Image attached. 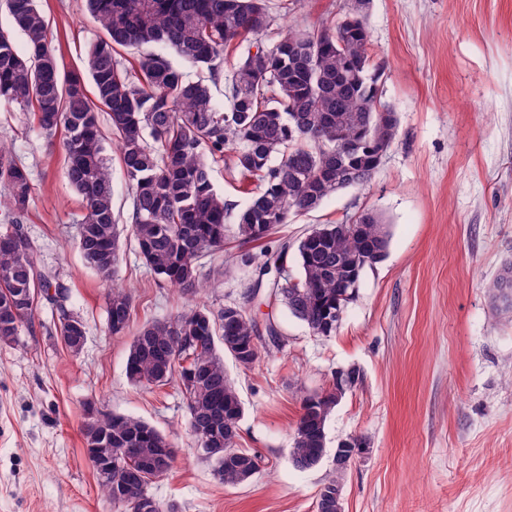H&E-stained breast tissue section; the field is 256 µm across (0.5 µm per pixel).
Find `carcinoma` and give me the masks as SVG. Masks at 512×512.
Wrapping results in <instances>:
<instances>
[{
	"label": "carcinoma",
	"instance_id": "carcinoma-1",
	"mask_svg": "<svg viewBox=\"0 0 512 512\" xmlns=\"http://www.w3.org/2000/svg\"><path fill=\"white\" fill-rule=\"evenodd\" d=\"M101 35L90 45L85 75L61 67L49 38V22L37 0H5L10 26L0 28V107L32 118L48 141L64 133L66 178L81 196L77 238L86 264L103 280L116 277L121 228L113 209L112 177L100 130L108 116L121 167L132 194L130 232L142 262L159 282L194 300L212 287L201 260L224 251L226 216L234 205L218 193L212 165L231 156L242 183L259 182L237 209L235 234L244 243L268 238L301 210H314L333 193L370 183L372 159L395 140L398 119L379 107L368 53L365 0H350L334 23L317 31L289 29L272 44L262 36L273 25L266 0H85ZM23 36L26 54L14 46ZM244 52L224 75V99L202 80L189 79L175 55L215 77L224 56ZM138 51L127 69L118 49ZM93 96H88L85 81ZM0 343L18 341L43 296L59 311L57 331L73 353L87 335L84 322L65 309V290L48 293L23 221L34 199L29 168L0 142ZM316 235L283 242L255 267L247 297L280 301L316 336H333L351 302L342 284L360 265L379 263L377 243L389 244L381 215L361 212L351 224H321ZM295 266L288 275L279 262ZM496 310L512 321V262L489 283ZM107 327L121 335L133 315L130 290H111ZM275 318L258 321L237 302L198 304L170 320L142 326L130 345L126 373L135 384L175 379L187 399L188 431L211 449L209 459L226 485L250 481L261 457L236 447L243 406L224 370L223 354L248 370L261 355ZM348 380L303 399L291 459L300 470L321 464L326 423ZM85 449L99 454L129 450L130 461L112 465L100 480L104 495L122 512H177L161 504L150 483L173 466L171 440L148 422L88 405ZM347 468L335 470L320 489L324 512H343L331 496Z\"/></svg>",
	"mask_w": 512,
	"mask_h": 512
}]
</instances>
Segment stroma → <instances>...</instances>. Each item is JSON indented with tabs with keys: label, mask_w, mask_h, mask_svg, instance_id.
Returning <instances> with one entry per match:
<instances>
[{
	"label": "stroma",
	"mask_w": 512,
	"mask_h": 512,
	"mask_svg": "<svg viewBox=\"0 0 512 512\" xmlns=\"http://www.w3.org/2000/svg\"><path fill=\"white\" fill-rule=\"evenodd\" d=\"M343 3L268 0L266 39L291 26L321 29ZM38 5L61 65L82 72L98 34L84 0ZM365 18L380 101L399 121L395 142L367 186L331 195L248 251L374 209L390 228L387 255L365 269L335 335H313L274 302L284 346L262 351L247 371L225 358L243 404L237 445L263 459L242 484L215 476L187 430L177 382L138 386L126 374L133 330L189 301L158 287L123 237L115 282L131 287L135 311L131 332L111 335L107 288L77 245L82 203L65 154L21 113L0 112V138L33 172L24 229L87 329L82 352H70L41 298L31 328L0 344V512H121L83 446L91 401L171 436L175 462L150 492L178 512H316L339 441L357 436L367 450L341 483L344 512H512V322L486 288L512 261V0H369ZM349 368L362 381L327 421L323 462L295 468L303 398Z\"/></svg>",
	"instance_id": "1"
}]
</instances>
